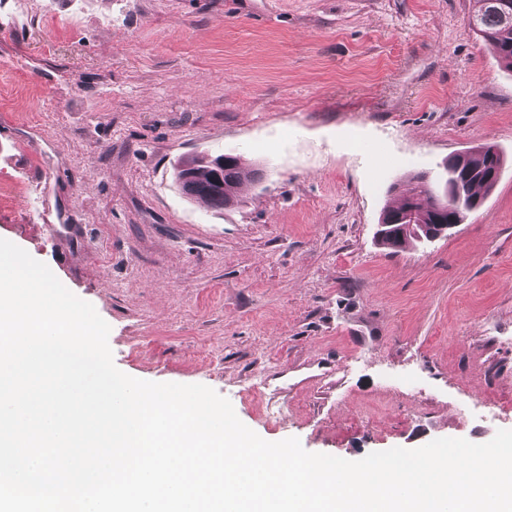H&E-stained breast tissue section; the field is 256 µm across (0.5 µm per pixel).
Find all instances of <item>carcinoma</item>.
Returning <instances> with one entry per match:
<instances>
[{
  "mask_svg": "<svg viewBox=\"0 0 512 512\" xmlns=\"http://www.w3.org/2000/svg\"><path fill=\"white\" fill-rule=\"evenodd\" d=\"M477 8L470 20V26L481 34L495 57L507 68H512V14L503 11L499 0H476ZM229 158L233 163L224 169V187H213V164ZM505 158L493 145L473 148L466 166L470 174L463 178L461 191L468 200L484 203L487 195L494 189V183L484 178L490 166L503 167ZM175 181L183 194L190 200H202L214 209L224 210L235 207L239 200L235 195L236 187L245 180L259 181L263 170L246 169L234 155L220 154L211 159L193 158L181 163L174 172ZM412 187L401 193L398 205L383 212L381 224L385 225V234L379 243L392 253L398 252L403 244L413 240L432 242L438 239L439 229L434 215L438 210L428 199H414L413 192L430 184L426 172H417L411 177Z\"/></svg>",
  "mask_w": 512,
  "mask_h": 512,
  "instance_id": "carcinoma-1",
  "label": "carcinoma"
}]
</instances>
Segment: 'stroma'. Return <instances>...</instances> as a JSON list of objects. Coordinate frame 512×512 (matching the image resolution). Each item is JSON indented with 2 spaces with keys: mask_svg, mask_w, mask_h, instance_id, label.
Returning a JSON list of instances; mask_svg holds the SVG:
<instances>
[{
  "mask_svg": "<svg viewBox=\"0 0 512 512\" xmlns=\"http://www.w3.org/2000/svg\"><path fill=\"white\" fill-rule=\"evenodd\" d=\"M474 5L0 0V238L95 307L119 370L208 386L267 441L488 442L512 429V71ZM483 144L506 162L478 211L379 245L393 183ZM224 152L265 176L215 211L174 170Z\"/></svg>",
  "mask_w": 512,
  "mask_h": 512,
  "instance_id": "35a3bbf8",
  "label": "stroma"
}]
</instances>
